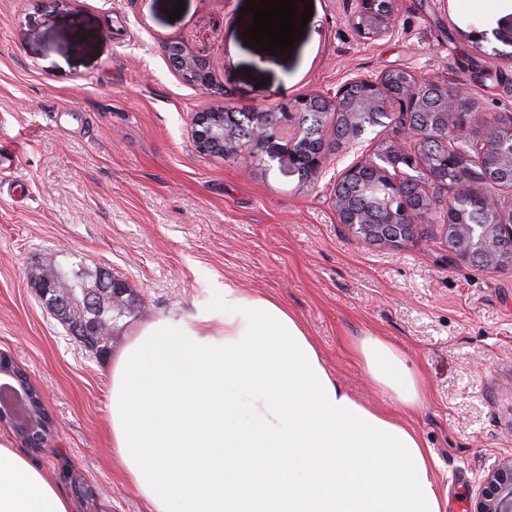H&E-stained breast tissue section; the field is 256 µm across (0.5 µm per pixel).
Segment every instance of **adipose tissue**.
I'll return each mask as SVG.
<instances>
[{"mask_svg":"<svg viewBox=\"0 0 512 512\" xmlns=\"http://www.w3.org/2000/svg\"><path fill=\"white\" fill-rule=\"evenodd\" d=\"M352 350L378 388L420 406L422 380L401 351L372 335ZM109 411L116 461L150 512L448 509L418 435L334 380L284 304L229 284L223 304L138 331L112 366ZM0 512L72 507L0 441Z\"/></svg>","mask_w":512,"mask_h":512,"instance_id":"ef3b65f1","label":"adipose tissue"}]
</instances>
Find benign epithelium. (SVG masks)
I'll return each instance as SVG.
<instances>
[{"instance_id":"obj_1","label":"benign epithelium","mask_w":512,"mask_h":512,"mask_svg":"<svg viewBox=\"0 0 512 512\" xmlns=\"http://www.w3.org/2000/svg\"><path fill=\"white\" fill-rule=\"evenodd\" d=\"M397 5L398 0H356L352 22L358 36L376 40L393 34ZM164 52L171 69L183 79L209 94H224V85L217 82L202 55L177 42L165 46ZM468 102L460 86L403 69L386 70L376 76H353L334 92L290 99L277 111L250 109L254 130L245 145H236L224 126V110L202 112L194 118V146L201 154L237 158L247 167L259 161L290 176L305 164L311 175L325 167L329 156L349 148L369 128L367 122L385 115L399 138L336 176L339 223L349 225L365 240L396 247L432 213L423 195L414 196L410 189L424 177L440 184L450 179L441 223L451 251L463 261L485 266L512 263L511 218L500 224L466 220L472 212L503 213L499 199L480 186L512 188V115L489 123L485 138L470 140L462 135ZM326 112L349 126L332 143L311 142L307 130L301 136H286L287 127L301 124L303 117ZM32 280L46 310L95 349L108 343L113 332L97 326L104 303L112 302V309L121 315L136 307L126 282L106 270L96 273L93 287L71 291L61 288V277L55 272L34 275ZM0 375L15 382L9 389L20 388L22 398L19 411L8 402L0 403V421L9 423L27 445L45 447L50 431L42 397L32 393L11 359H0ZM471 512H512V456L489 470Z\"/></svg>"}]
</instances>
